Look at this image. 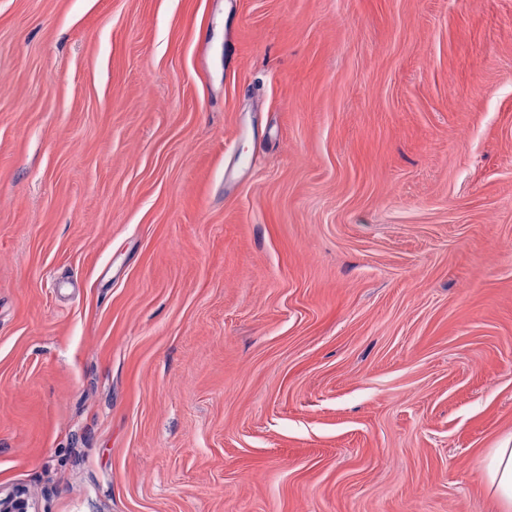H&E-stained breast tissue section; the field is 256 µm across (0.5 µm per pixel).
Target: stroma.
Wrapping results in <instances>:
<instances>
[{"label": "stroma", "instance_id": "1", "mask_svg": "<svg viewBox=\"0 0 512 512\" xmlns=\"http://www.w3.org/2000/svg\"><path fill=\"white\" fill-rule=\"evenodd\" d=\"M512 0H0V489L29 512H499ZM481 480L487 492L501 507V512L512 511V441L499 448H491L485 454Z\"/></svg>", "mask_w": 512, "mask_h": 512}]
</instances>
